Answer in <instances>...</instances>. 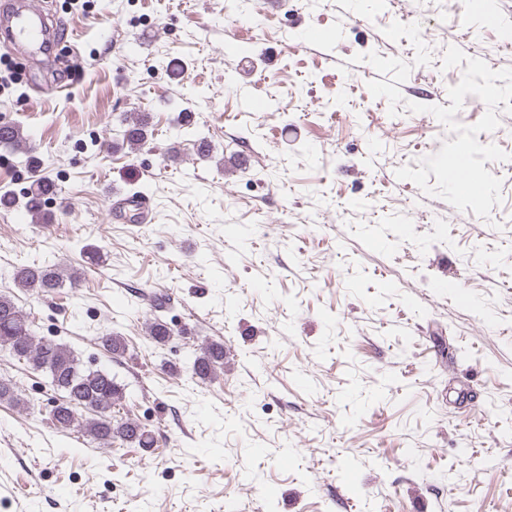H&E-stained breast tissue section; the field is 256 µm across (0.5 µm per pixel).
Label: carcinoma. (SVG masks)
I'll use <instances>...</instances> for the list:
<instances>
[{"label": "carcinoma", "instance_id": "1", "mask_svg": "<svg viewBox=\"0 0 512 512\" xmlns=\"http://www.w3.org/2000/svg\"><path fill=\"white\" fill-rule=\"evenodd\" d=\"M126 143L139 148L146 143L147 116L127 123L124 133ZM24 141L18 126L0 129V148L15 150ZM53 185L42 179L33 184L27 194L26 208L34 221L43 223L47 217L42 199L51 192ZM81 279L73 270L65 273L51 265H24L15 269L13 280L24 291L52 293L70 283L74 287ZM149 336L159 344L169 342L172 336L167 324L155 320L150 323ZM0 348L13 356L28 361L35 369L48 373L53 390L64 394L65 400L53 410V425L61 430H76L106 446L119 441L140 448L153 446V437L137 421L112 417V406L123 399V388L112 376L101 370L81 368L79 359L66 345L52 338L38 337L31 330L30 322L18 306L7 296H0ZM224 369V345L206 343L192 363L191 372L206 380ZM86 410L94 417L84 419L79 412Z\"/></svg>", "mask_w": 512, "mask_h": 512}]
</instances>
